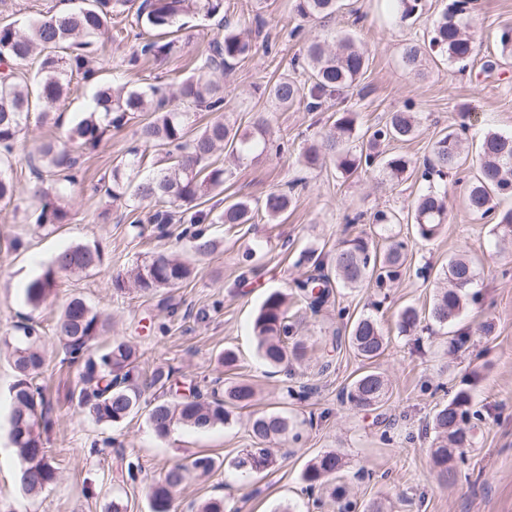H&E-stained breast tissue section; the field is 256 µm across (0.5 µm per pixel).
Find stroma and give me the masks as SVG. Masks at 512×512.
Listing matches in <instances>:
<instances>
[{
    "instance_id": "1",
    "label": "stroma",
    "mask_w": 512,
    "mask_h": 512,
    "mask_svg": "<svg viewBox=\"0 0 512 512\" xmlns=\"http://www.w3.org/2000/svg\"><path fill=\"white\" fill-rule=\"evenodd\" d=\"M449 0H424L421 15L400 23L391 0H341L329 19H299L296 0H224L212 18L189 19L179 37L183 48L162 61L141 60L132 71L122 61L135 43L128 31L133 11L113 16L108 34L95 40L91 54L104 85L171 86L189 75L225 25L252 31L250 55L224 76L225 119L240 129H252L257 117H267L272 149L256 159L240 161L224 183L222 194L207 196L205 208L246 199L256 203L274 189L292 188L295 204L275 222L260 221L226 229L205 227L215 250L198 256L188 251L182 225L167 227L158 237L153 225L137 235L131 222L146 217V208H130L100 187L126 150L139 143L144 119L136 113L121 129L109 131L101 146L83 154L77 183L66 194L67 218L54 230L39 231L29 223L31 188L35 178L27 158L43 141L62 135L85 112L95 93L92 84L72 80L66 99L53 106L59 124L42 123L32 110L17 144L18 157L8 175L16 187L12 201H0V336H10L26 319L41 324L47 359L41 384L49 401L50 424L41 434L59 478L35 497L18 484L19 459L9 431L8 390L15 380L7 352L0 351V512H112L120 498L126 512H149V490L177 458L206 454L217 465L206 477L189 478L174 493L175 512H191L192 502L223 497L238 512H338L322 490H309L301 473L313 457L328 450L340 453L346 466L340 480L347 489L351 512L369 505L383 512H512V247L496 249L491 224L470 213L464 188L477 170L475 149L490 130L512 133V55H501L498 32L512 27V0H475L470 31L475 54L466 69L426 53L419 72L402 60L407 44L427 43L433 20ZM77 0H0V24L29 20L75 8ZM309 34H350L366 52V67L358 82L342 95L328 99L319 111L295 106L275 112L265 88L283 74L298 81L306 71H292L290 61L301 55L304 41L291 37L295 26ZM411 109L421 119L418 135L387 144L391 154L409 157L415 169L401 183L376 173L343 178L333 160L306 168L300 154L307 144L332 128L340 113L356 112L359 128L384 123L390 113ZM464 128L469 151L449 173L448 219L439 236L419 240L412 226L400 227L399 238L408 261L398 279L380 288H340L319 311L300 310L299 338L304 360L289 371L271 372L256 352L253 321L269 292L286 289L301 274L300 254L316 250L331 258L345 239L364 237L385 248L386 234L373 224L374 213L407 211L424 186L421 173L432 156L434 142L447 127ZM99 244L102 265L92 272L67 276L56 297L34 309L24 298L26 284L39 275L62 247ZM176 251L193 269L182 287L149 296L118 292L112 285L144 254ZM459 254L477 268L474 301L462 319L442 328L423 320L412 334L397 330L400 311L408 305L428 312L438 270ZM72 297L108 313L112 326L99 345L122 338L135 345L141 366L171 369L175 379L193 383L209 395L215 379L231 385L253 383L257 395L252 410H234L233 421L208 431L183 428L178 436L159 439L145 414L110 426L75 409L70 394L78 383V368L69 364L54 338L53 324ZM377 317L389 339L384 354L366 363L349 345L333 346L335 334H348L360 316ZM238 356L233 368L217 362L224 349ZM373 369L390 383V396L378 409L362 411L343 404L341 392L360 373ZM312 386L302 400L284 399V386ZM468 390L481 419L476 439L462 460L457 478L446 482L434 467L430 421L434 409L458 390ZM280 411L295 425L298 440L276 444L272 466L261 477L242 479L230 461L251 447L250 411ZM141 471L129 478L127 459Z\"/></svg>"
}]
</instances>
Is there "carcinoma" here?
Listing matches in <instances>:
<instances>
[{
    "label": "carcinoma",
    "mask_w": 512,
    "mask_h": 512,
    "mask_svg": "<svg viewBox=\"0 0 512 512\" xmlns=\"http://www.w3.org/2000/svg\"><path fill=\"white\" fill-rule=\"evenodd\" d=\"M129 0H87L76 12L55 14L37 22L0 25V200L15 194V185L6 175L11 166L18 136L27 126L31 112V94L52 106L62 100L74 78L90 81L97 69L90 60L89 48L99 36L108 32L112 13L127 6ZM473 0H451L434 22L429 49L448 58V62L466 65L474 55L475 43L467 34ZM224 8L223 0H142L136 12V22L147 30H162L175 26L190 14L207 17ZM396 18L404 22L422 10L421 0H395ZM338 0H297L296 10L302 18L326 19L334 16ZM180 49L175 39L161 42L145 38L138 42L126 57V66L135 68L141 58L164 60ZM250 40L244 33L224 27V37L210 43L209 50L195 68V72L178 83L174 95L163 87L101 88L93 99V106L74 122L62 135V142H48L38 150V158H29L31 169L42 178L43 173L62 174L73 169L79 157L68 149L73 143L81 150L94 151L103 142L106 132L124 127L137 112H150L153 117L140 128L143 140L163 154L166 165L138 183L131 175L138 173L142 156L130 150L112 169L114 199L128 198L137 204L148 203L147 223L162 233L169 224L179 222L196 226L185 230L190 248L206 254L214 248L199 224H224L231 228L252 224L262 214L274 221L293 205L292 195L283 190L269 192L255 210L245 199L224 206L215 213L200 208L199 200L224 185L231 176L226 168L216 164L214 155L222 151L239 160L262 155L266 148L268 121L262 117L251 132L224 119H214L195 133H189L192 117L199 112L224 110V84L218 74L232 70L250 52ZM40 56V82L36 91L29 90L27 63ZM422 51L417 45L404 48L405 65L419 72ZM366 59L353 39L345 37L331 44L319 36L306 46L303 57L292 61L295 69L310 73L307 84L282 76L268 87V99L275 110H286L296 104L309 112L321 109L326 99L351 88L362 75ZM357 113L343 112L320 144H311L301 154L302 161L315 166L329 155L337 171L344 177L364 172L382 171L390 180H399L414 170V163L404 155H388L381 146L392 141H408L418 131V124L410 112L390 114L381 126L365 131V146L353 151L349 142L357 132ZM463 138L453 129L444 132L434 143L433 157L423 173L428 186L419 193L406 216L394 211H378L373 223L384 231L406 220L425 241L433 240L445 224L448 187L443 176L460 166ZM479 168L466 186L467 208L493 225V234L500 241H512V209L497 210L494 198L512 195V133L489 132L482 139ZM38 207L33 213L36 227L45 230L62 223L67 212L62 206L63 190L53 193L35 191ZM407 259L405 244L393 240L379 252L362 237L342 241L336 249L331 266L333 274L324 272V260L313 254L304 257L310 269L294 278L290 291L274 290L263 299L255 316L253 331L257 350L270 367L286 365L305 356L303 344L296 339V320L290 315L292 300L317 313L329 301L337 288H357L365 282H375L382 288L395 280ZM102 262V254L95 244H76L58 252L44 270L26 286V303L34 309L55 296L59 280L65 276L86 273ZM191 276L189 265L179 258L157 252L148 260L135 265L127 277H117L113 287L124 291L131 286L136 291L151 295L161 289L177 288ZM477 273L462 256L448 261L439 274L447 286L437 289L430 318L440 326L455 321L462 313L469 297V288ZM421 322L417 309L406 306L399 313L398 333L414 331ZM106 331V321L80 298L71 299L54 325V336L63 344L70 362L80 368L79 382L72 393V401L82 411L100 423L118 425L141 410L144 393L155 389L169 398L153 403L148 409L147 423L159 439L169 436L174 427L195 430L228 425L232 420L231 407L246 406L253 399L254 388L240 383L224 389H212L203 399L189 389L180 392L171 379V371L157 367L150 372L139 366L137 350L123 340L116 339L102 349L95 348L99 336ZM348 340L358 356L372 362L387 347L388 341L377 320L371 316L353 323ZM12 347L13 367L17 379L10 389L11 415L9 438L21 462L19 482L23 492L37 496L58 480L57 468L47 455L41 441V431L49 423L47 402L38 378L44 365L41 350L42 336L37 325L26 322L17 326V335L4 339ZM390 385L379 372L368 370L359 376L341 394L342 401L351 407L376 410L388 399ZM471 395L458 391L446 404L435 409L432 417L434 439L432 460L439 475L447 481L456 477L449 465L474 443ZM293 423L280 412L261 413L249 421V433L255 447L247 448L229 463L240 476L249 478L266 470L273 463L269 445L288 439ZM215 459L193 455L173 463L164 478L155 483L150 492V512H173L174 491L192 473L207 474L213 470ZM342 461L334 451H325L314 457L302 472V480L311 488L321 487L336 479Z\"/></svg>",
    "instance_id": "obj_1"
}]
</instances>
